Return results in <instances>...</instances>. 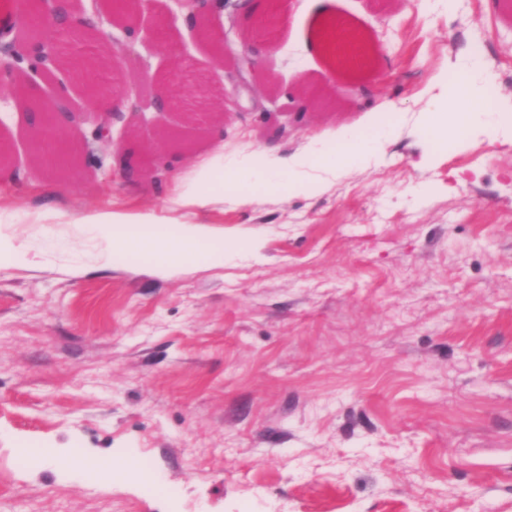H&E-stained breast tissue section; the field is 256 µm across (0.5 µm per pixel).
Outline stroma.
I'll return each mask as SVG.
<instances>
[{"mask_svg":"<svg viewBox=\"0 0 512 512\" xmlns=\"http://www.w3.org/2000/svg\"><path fill=\"white\" fill-rule=\"evenodd\" d=\"M491 4L280 0L268 46L238 0H211L208 39L169 0L139 21L83 0L103 33L133 30L134 55L91 57L114 100L180 95L138 124L154 169L130 177L112 158L123 134L96 143L89 121L71 131L82 164L36 159L34 117L0 76V219L32 259L0 270V512H512V147L497 137L512 112L466 147L414 122H447L454 67L480 42V94L512 101V0ZM336 18L363 41L359 67L318 47ZM248 46L251 71L235 62ZM371 121L388 130L375 157L318 192L173 202L199 160L219 172ZM100 210L237 247L175 274L142 253L104 265L77 222ZM74 447L128 477L67 465Z\"/></svg>","mask_w":512,"mask_h":512,"instance_id":"1","label":"stroma"}]
</instances>
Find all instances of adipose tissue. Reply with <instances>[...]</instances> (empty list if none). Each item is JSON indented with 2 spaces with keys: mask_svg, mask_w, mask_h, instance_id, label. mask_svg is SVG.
<instances>
[{
  "mask_svg": "<svg viewBox=\"0 0 512 512\" xmlns=\"http://www.w3.org/2000/svg\"><path fill=\"white\" fill-rule=\"evenodd\" d=\"M447 108L453 115L452 121L438 131L425 127L424 135L452 140L463 146L470 144L478 134L475 123L485 111L483 98L466 82L449 97ZM386 135V130L379 127L368 131L352 130L336 143L315 152L288 156L281 155L277 146L270 145L262 152V164L246 170L227 168L224 182L236 189V198L242 203L251 197L246 189L250 183L275 189L284 182L292 192L314 191L320 183L310 177L311 167L333 174L343 172L347 166L364 159L373 145ZM80 221L103 240L100 258L106 264L115 258L142 252L154 255L156 268L170 274L187 263H220L224 260L223 238L194 224H182L172 232L149 238L145 231L156 224L155 216L149 213L92 212L82 215Z\"/></svg>",
  "mask_w": 512,
  "mask_h": 512,
  "instance_id": "1",
  "label": "adipose tissue"
}]
</instances>
